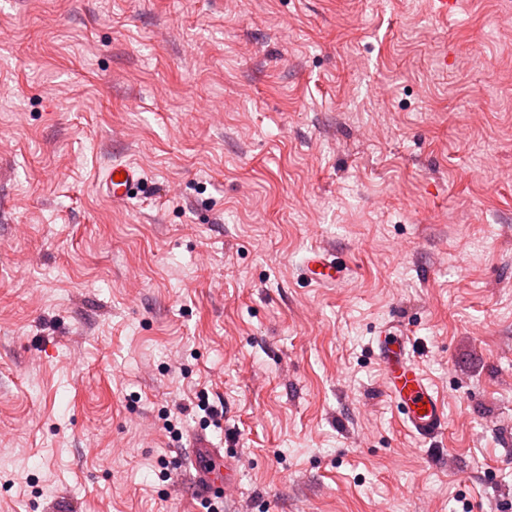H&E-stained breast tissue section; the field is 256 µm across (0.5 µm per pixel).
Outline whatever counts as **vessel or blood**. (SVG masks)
I'll return each mask as SVG.
<instances>
[{
    "instance_id": "1",
    "label": "vessel or blood",
    "mask_w": 512,
    "mask_h": 512,
    "mask_svg": "<svg viewBox=\"0 0 512 512\" xmlns=\"http://www.w3.org/2000/svg\"><path fill=\"white\" fill-rule=\"evenodd\" d=\"M143 177L138 166L115 163L108 169L99 188L116 203L128 202L139 191ZM349 267L335 255L313 250L305 254L300 278L327 288L348 276ZM377 356L385 374L386 393L403 410L406 429L421 438L438 437L446 417L438 395L416 367L409 339L393 332L391 324L381 325L374 338ZM195 480L206 494L222 492L234 483L237 474L232 463L223 459L220 449L193 448L189 451Z\"/></svg>"
}]
</instances>
